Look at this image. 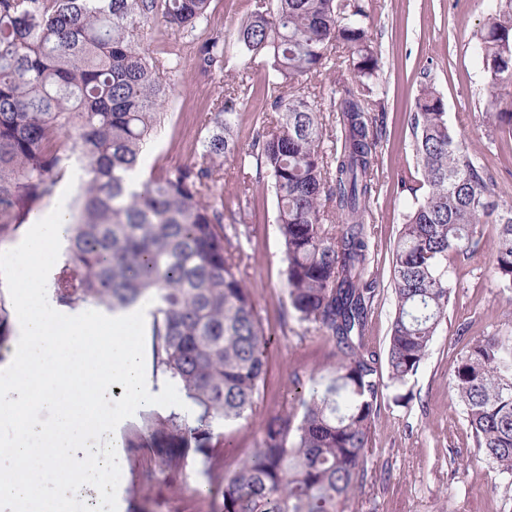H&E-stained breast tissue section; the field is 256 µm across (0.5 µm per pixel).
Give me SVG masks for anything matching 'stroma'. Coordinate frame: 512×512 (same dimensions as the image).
<instances>
[{"label": "stroma", "instance_id": "35a3bbf8", "mask_svg": "<svg viewBox=\"0 0 512 512\" xmlns=\"http://www.w3.org/2000/svg\"><path fill=\"white\" fill-rule=\"evenodd\" d=\"M372 41L381 54L380 84L385 108L376 112L378 169L367 218L371 226L370 271L377 295L368 317L366 337L384 351L394 298L390 287L394 249L410 200L400 178L414 164L411 115L420 87L432 82L441 93L448 122L462 131L477 151L498 199L512 203V138L494 132L486 112L491 88L474 51V35L487 23L494 0H365ZM260 6L259 0H211L206 20L175 33L155 23L145 44L150 55L179 56L175 90L166 100L164 121L157 127L141 163L142 175L192 161L199 153L204 118L229 89L245 88L235 138L237 150L223 158L219 193L225 212L234 213L239 239L240 275L251 292L264 327L276 336L270 350L260 399L253 415L225 427L223 441L201 475L199 459L189 454L186 481L154 486L144 481L153 463L148 448H129L121 472L123 512H150L153 500L173 504L178 512H212L210 500L197 488L207 479H222L235 460L257 447L265 421L292 406L293 375L321 371L332 362V347L319 332L297 321H284L287 306L285 261L274 224L276 202L266 182L256 181L251 145L263 129L269 107L264 55L231 50L223 69H203L199 48L210 36L233 42L236 30ZM329 69L306 82L334 141L340 114L328 94ZM253 178L249 195H241L244 178ZM494 225L481 227L480 244L468 258L449 265L452 290L448 311L427 358L403 388L407 399L396 402L385 391L368 452L370 479L345 512H512V479L497 474L478 454L466 413L451 390V378L467 338L504 329L512 319V298L496 288L492 274ZM466 336H459V328Z\"/></svg>", "mask_w": 512, "mask_h": 512}]
</instances>
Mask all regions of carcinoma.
<instances>
[{"mask_svg": "<svg viewBox=\"0 0 512 512\" xmlns=\"http://www.w3.org/2000/svg\"><path fill=\"white\" fill-rule=\"evenodd\" d=\"M210 2L0 0V244L40 212L71 159L80 160L70 235L50 277L55 300L112 313L152 302L154 368L195 407L194 419L158 414L129 440L130 448L156 450L150 484L184 480L187 448L211 458L221 438L214 425L253 414L275 343L225 245L224 205L210 202L223 179L218 160L236 150L240 96L224 95L207 113L197 160L136 178L172 92L143 41L158 19L175 32L194 28ZM365 19L363 0H272L236 34L239 51L268 54L273 100L252 157L276 197L288 303L332 342L334 361L304 382L291 380L301 414L270 417L257 448L208 485L214 512H340L364 487L383 390L405 386L427 357L448 310V256L473 254L480 224L496 226L494 277L501 292H512V205L495 199L481 157L427 82L411 118L415 163L401 177L411 205L394 251L385 353L366 340L376 295L366 224L378 167L371 113L382 99ZM331 40L342 48L329 84L341 128L327 150L309 96L281 88L325 67ZM227 52L220 37L200 48L209 67ZM476 52L492 86L512 83V0H499ZM486 116L511 135L512 95L498 94ZM11 333L0 293V347ZM452 390L475 448L512 477L511 329L467 342Z\"/></svg>", "mask_w": 512, "mask_h": 512, "instance_id": "1", "label": "carcinoma"}]
</instances>
